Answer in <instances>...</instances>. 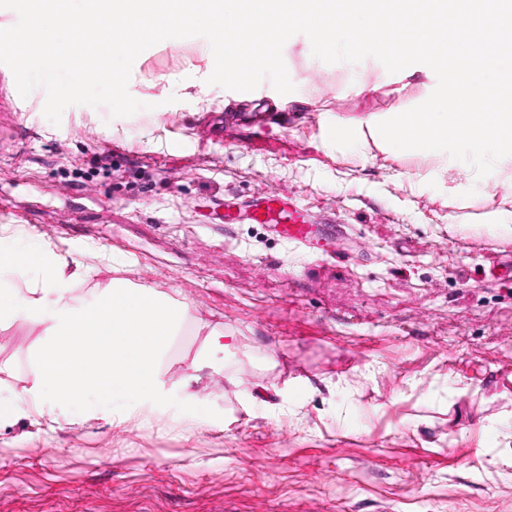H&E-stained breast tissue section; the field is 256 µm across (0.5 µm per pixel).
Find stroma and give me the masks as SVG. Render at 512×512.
I'll use <instances>...</instances> for the list:
<instances>
[{
  "label": "stroma",
  "instance_id": "stroma-1",
  "mask_svg": "<svg viewBox=\"0 0 512 512\" xmlns=\"http://www.w3.org/2000/svg\"><path fill=\"white\" fill-rule=\"evenodd\" d=\"M206 45L142 52L128 90L146 108L130 117L72 105L55 125L44 89L15 97L0 237L92 268L76 296L118 278L186 305L164 389L217 415L29 402L0 422V512H512V235L486 225L512 220V192L328 139L413 106L436 75L405 86L373 58L327 64L297 34L282 51L295 90L263 81L259 112L208 84ZM364 68L377 88L362 93ZM96 150L115 173L88 175ZM267 196L336 235L304 251L262 224L224 228L225 204ZM215 326L228 347L199 357ZM33 336L0 326V396L24 398Z\"/></svg>",
  "mask_w": 512,
  "mask_h": 512
}]
</instances>
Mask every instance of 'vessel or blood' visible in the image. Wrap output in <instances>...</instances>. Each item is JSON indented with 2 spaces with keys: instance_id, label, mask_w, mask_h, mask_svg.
Instances as JSON below:
<instances>
[{
  "instance_id": "obj_1",
  "label": "vessel or blood",
  "mask_w": 512,
  "mask_h": 512,
  "mask_svg": "<svg viewBox=\"0 0 512 512\" xmlns=\"http://www.w3.org/2000/svg\"><path fill=\"white\" fill-rule=\"evenodd\" d=\"M243 220L269 225L276 236L298 247L309 248L316 243L314 227L309 224L304 208L289 198H264L245 210L226 209L225 223Z\"/></svg>"
}]
</instances>
